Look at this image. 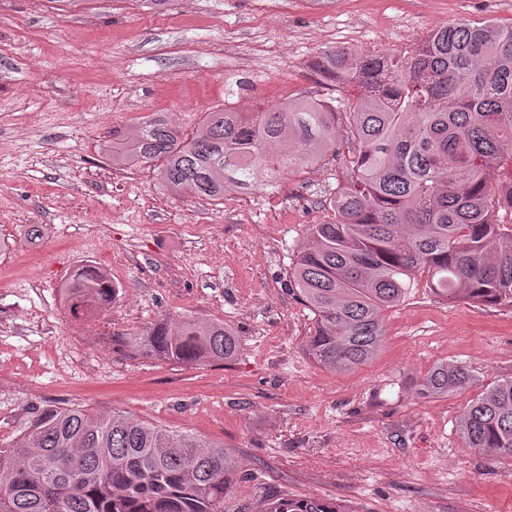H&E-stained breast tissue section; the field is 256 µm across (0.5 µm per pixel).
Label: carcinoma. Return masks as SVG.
Returning a JSON list of instances; mask_svg holds the SVG:
<instances>
[{
  "label": "carcinoma",
  "mask_w": 512,
  "mask_h": 512,
  "mask_svg": "<svg viewBox=\"0 0 512 512\" xmlns=\"http://www.w3.org/2000/svg\"><path fill=\"white\" fill-rule=\"evenodd\" d=\"M342 96L296 99L258 112L221 108L186 135L160 115L112 133L102 155L116 169L153 167L175 193L224 203L330 151L341 168L331 216L310 224L288 292L315 314L306 352L351 373L383 350L384 310L428 274L449 300L512 310V24L459 21L404 54L336 50L313 64ZM114 289L75 274L61 289L75 319L104 308ZM131 343L149 357L227 363L241 342L222 320L162 317ZM472 379L438 362L417 392L445 398ZM466 448L512 457V378L457 421ZM221 442L114 412L39 409L23 444L0 446V512H224L240 474ZM258 512H352L316 497L269 495Z\"/></svg>",
  "instance_id": "carcinoma-1"
}]
</instances>
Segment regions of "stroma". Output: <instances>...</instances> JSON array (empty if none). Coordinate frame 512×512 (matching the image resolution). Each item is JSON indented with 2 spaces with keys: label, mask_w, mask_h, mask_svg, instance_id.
Instances as JSON below:
<instances>
[{
  "label": "stroma",
  "mask_w": 512,
  "mask_h": 512,
  "mask_svg": "<svg viewBox=\"0 0 512 512\" xmlns=\"http://www.w3.org/2000/svg\"><path fill=\"white\" fill-rule=\"evenodd\" d=\"M461 19L512 24V0H0V242L35 278L0 270V441L45 405L124 412L224 443L246 477L225 512L267 492L359 512H512V458L462 446L467 404L512 378V310L450 302L427 274L383 313L381 355L339 374L311 362L315 316L288 292L309 225L327 220L334 155L275 188L214 205L152 168L116 170L101 143L153 113L192 132L206 112L335 96L312 63L344 48L399 53ZM29 224L46 228L35 244ZM95 239L117 293L73 319L58 290ZM224 320L242 350L183 366L127 336L158 317ZM467 366L445 398L416 392L435 363Z\"/></svg>",
  "instance_id": "35a3bbf8"
}]
</instances>
